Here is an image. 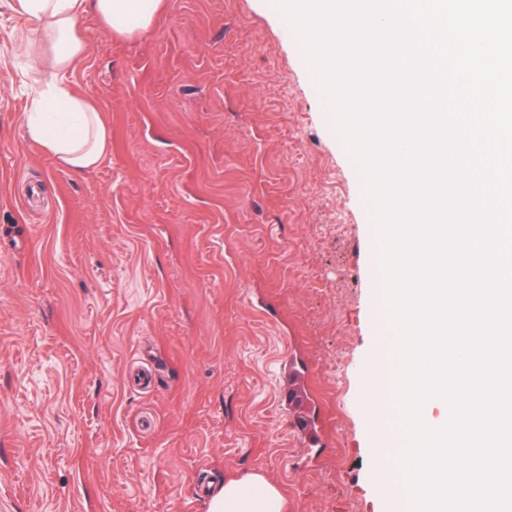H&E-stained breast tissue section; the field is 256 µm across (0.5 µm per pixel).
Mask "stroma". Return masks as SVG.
Listing matches in <instances>:
<instances>
[{
    "label": "stroma",
    "instance_id": "stroma-1",
    "mask_svg": "<svg viewBox=\"0 0 512 512\" xmlns=\"http://www.w3.org/2000/svg\"><path fill=\"white\" fill-rule=\"evenodd\" d=\"M0 0V512H204L259 473L287 512H393L370 410L366 180L270 0H165L68 71L112 150L73 173L21 116L45 81ZM328 446L290 430L288 368Z\"/></svg>",
    "mask_w": 512,
    "mask_h": 512
}]
</instances>
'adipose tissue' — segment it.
<instances>
[{"label": "adipose tissue", "instance_id": "obj_1", "mask_svg": "<svg viewBox=\"0 0 512 512\" xmlns=\"http://www.w3.org/2000/svg\"><path fill=\"white\" fill-rule=\"evenodd\" d=\"M162 0H17L19 12L37 20L28 40L52 43L51 53L33 57L32 64L48 74L44 89L27 112V138L53 156L59 165L81 173L97 167L112 146L111 132L100 109L75 96L63 74L85 49L81 22L95 15L117 38H129L151 27ZM280 489L263 475L231 477L206 500V512H285Z\"/></svg>", "mask_w": 512, "mask_h": 512}]
</instances>
